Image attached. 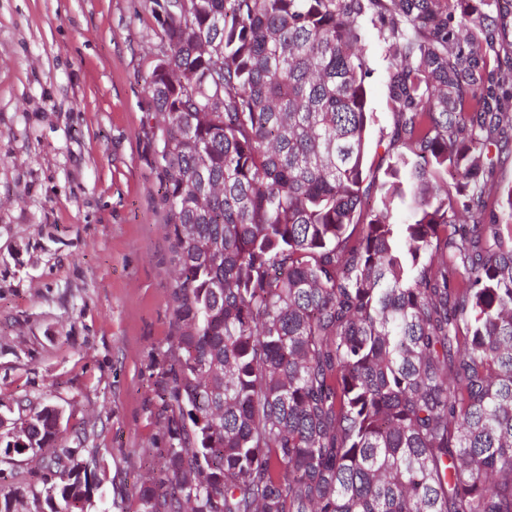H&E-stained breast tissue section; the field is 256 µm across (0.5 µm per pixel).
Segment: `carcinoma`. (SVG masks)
Masks as SVG:
<instances>
[{
  "label": "carcinoma",
  "mask_w": 512,
  "mask_h": 512,
  "mask_svg": "<svg viewBox=\"0 0 512 512\" xmlns=\"http://www.w3.org/2000/svg\"><path fill=\"white\" fill-rule=\"evenodd\" d=\"M153 4L178 335L140 512H512V0ZM15 423L34 502L90 512L102 480L56 407ZM368 42L372 53V72L366 79L368 90L369 107L376 112V122L372 126L369 136L368 160L373 162L374 166L381 164L383 169L386 166V159L383 157V148H377V142L382 130L384 133L390 131L393 118L386 105V85L385 73L390 60L385 53L383 44L378 40V30L369 25Z\"/></svg>",
  "instance_id": "carcinoma-1"
}]
</instances>
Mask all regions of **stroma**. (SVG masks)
<instances>
[{
    "mask_svg": "<svg viewBox=\"0 0 512 512\" xmlns=\"http://www.w3.org/2000/svg\"><path fill=\"white\" fill-rule=\"evenodd\" d=\"M158 33L151 0H0V415H69L64 445L105 475L94 512H139L169 436L176 272L143 123ZM368 42L379 165L390 60Z\"/></svg>",
    "mask_w": 512,
    "mask_h": 512,
    "instance_id": "obj_1",
    "label": "stroma"
}]
</instances>
